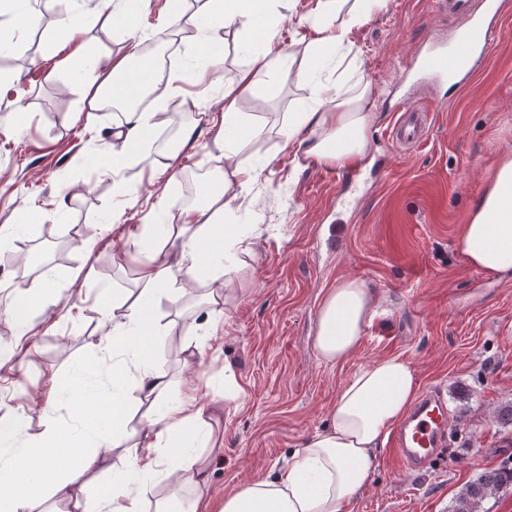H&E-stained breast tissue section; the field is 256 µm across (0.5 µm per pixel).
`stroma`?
<instances>
[{
  "label": "stroma",
  "instance_id": "obj_1",
  "mask_svg": "<svg viewBox=\"0 0 512 512\" xmlns=\"http://www.w3.org/2000/svg\"><path fill=\"white\" fill-rule=\"evenodd\" d=\"M309 0L281 8L278 36L289 71L244 93L238 109L260 127L241 155L255 171L252 186L233 202L222 223L225 236L244 235L249 248L227 263L228 282L216 301L201 303L214 269L202 265L197 284L179 304L159 298L153 330L156 365L200 392L211 409L224 456L213 466L204 512H219L226 492L288 468L292 452L329 421L344 384L362 366L386 356L406 359L420 389H440L448 401L452 444L426 473L407 471L391 446L380 448L353 512H451L460 490L478 473L512 462V425L497 419L512 402V278L469 266L458 240L504 156L512 154V12L504 16L488 56L468 85L442 82L443 101L431 113L424 137L398 143L391 130L395 84L424 43L444 41L459 16L437 14L433 0H388L386 8L351 32L355 68L339 61L337 76L364 77L378 93L363 163V182L344 188L335 167L284 154L280 144L288 115L311 103L308 86L295 80L301 67L321 68L318 31L301 18ZM72 0H42L36 20L0 62V225L21 224L30 205L44 214L33 232H20L0 254V310L18 295L9 284L28 281L34 312L48 311L55 325L35 324L36 351L19 355L9 383L0 385V416L25 412L26 441L36 445L45 429L34 398L45 397L48 376L59 390L55 417L61 427L81 425L71 407L70 383L108 385L112 362L97 347L102 322L95 303L102 291L136 289L135 266L125 253L139 244L138 228L150 210L177 224L185 208L186 176L202 171L208 190L223 186L224 156L213 147L214 129L204 112L220 111L224 87L200 79L218 66L229 76L246 68L252 50L228 32L208 57L194 58L193 39L173 41V28L157 26L158 14L194 13L197 0H151L149 13L127 19L163 59L177 48L187 107L181 131L188 141L174 151H152L167 170L130 160L113 167L112 134L123 116L81 109L92 86L124 51V32L101 17L98 0L83 38L97 68H67V49L52 61L43 55L55 41L60 16ZM123 206L120 223L112 209ZM111 230L93 253L80 242L99 225ZM53 274L51 296L39 289L43 268ZM342 278L371 288L377 315L357 351L339 364L323 362L314 347L318 312L326 290ZM224 332L206 338L209 319ZM204 345L188 357L187 344ZM241 390L237 408H224V372Z\"/></svg>",
  "mask_w": 512,
  "mask_h": 512
}]
</instances>
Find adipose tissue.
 <instances>
[{
    "label": "adipose tissue",
    "mask_w": 512,
    "mask_h": 512,
    "mask_svg": "<svg viewBox=\"0 0 512 512\" xmlns=\"http://www.w3.org/2000/svg\"><path fill=\"white\" fill-rule=\"evenodd\" d=\"M282 3L203 0L199 15L190 16L193 24L199 16L210 18L206 42H221L225 29L232 26L244 41H265L247 68L224 81V108L213 141L224 155V188L205 205L184 208L180 224L155 236L147 251L131 252L143 289L135 298L124 299L123 312L113 316L111 329L99 341L102 351L113 357L112 385L89 389L78 383L70 390L73 410L93 437V447L76 444L56 424L48 399L41 407L46 433L35 447L15 445L23 417L0 420V512H33L46 491L66 505V512H198L207 498L212 463L223 454L224 441L215 435L193 387L167 401L174 380L152 363L153 310L146 298L151 288L165 286L170 299H178L198 280L202 253L218 259L241 249L242 238H220L215 227L231 209L233 188L247 187L254 178L239 159L246 142L237 97L253 89L259 77L276 74L286 65L272 35ZM385 3L361 0L360 6L349 7L345 0H311L306 18L322 32L323 47L346 49L353 26ZM343 11L348 18L341 22L337 16ZM141 65L146 68L142 85L151 87L161 75L154 64H143L140 40L129 35L124 54L113 59L102 88L114 89ZM161 77L169 92L178 90L177 74ZM296 77L313 83L314 104L289 113L283 149L339 167L362 159L376 99L371 83L359 79L344 89L327 87L313 82L305 69ZM459 246L476 269L512 275V155L501 162L469 224L463 225ZM0 317L13 331L10 345L0 346L2 370L14 367L17 350L30 347L34 315L30 307L16 304L1 311ZM372 317L366 284L338 280L319 310L314 345L320 359L329 364L348 359ZM418 387L413 368L399 356L360 368L340 391L329 423L293 453L287 471L225 494L221 512H348L369 480L375 450L384 443L387 429L404 418ZM132 400L143 410L140 436L131 443L124 425ZM176 436L181 439L177 445L172 442ZM99 481L102 491L88 497L87 487Z\"/></svg>",
    "instance_id": "obj_1"
}]
</instances>
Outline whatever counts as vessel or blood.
Segmentation results:
<instances>
[{
  "mask_svg": "<svg viewBox=\"0 0 512 512\" xmlns=\"http://www.w3.org/2000/svg\"><path fill=\"white\" fill-rule=\"evenodd\" d=\"M439 13H451L465 19L461 42L469 56H483L490 41L497 33V26L512 0H434ZM448 52L438 48L414 59L411 66L420 75L433 81L443 80L447 74H455L460 83H467L474 71L473 66L458 65L456 70L448 68ZM422 118L414 117L397 122L392 135L402 144L419 141L424 133ZM393 448L405 464L413 471L427 468L437 460L448 445V416L444 399L437 391H427L419 399L414 410L396 430L392 438Z\"/></svg>",
  "mask_w": 512,
  "mask_h": 512,
  "instance_id": "b4317fda",
  "label": "vessel or blood"
}]
</instances>
